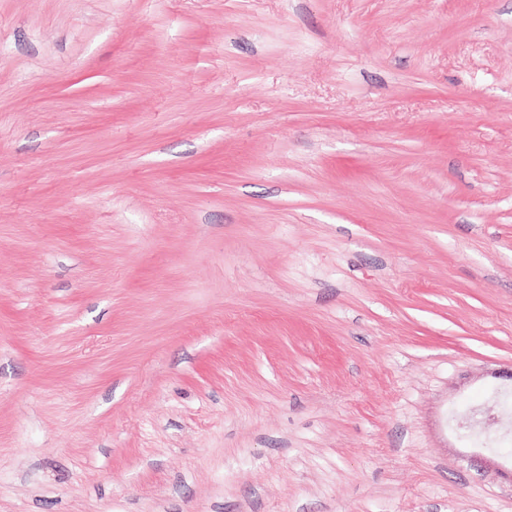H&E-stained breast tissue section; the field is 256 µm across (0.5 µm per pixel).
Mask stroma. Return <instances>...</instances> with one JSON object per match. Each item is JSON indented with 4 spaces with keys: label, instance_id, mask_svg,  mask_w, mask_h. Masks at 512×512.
Segmentation results:
<instances>
[{
    "label": "stroma",
    "instance_id": "1",
    "mask_svg": "<svg viewBox=\"0 0 512 512\" xmlns=\"http://www.w3.org/2000/svg\"><path fill=\"white\" fill-rule=\"evenodd\" d=\"M512 0H0V512H512Z\"/></svg>",
    "mask_w": 512,
    "mask_h": 512
}]
</instances>
